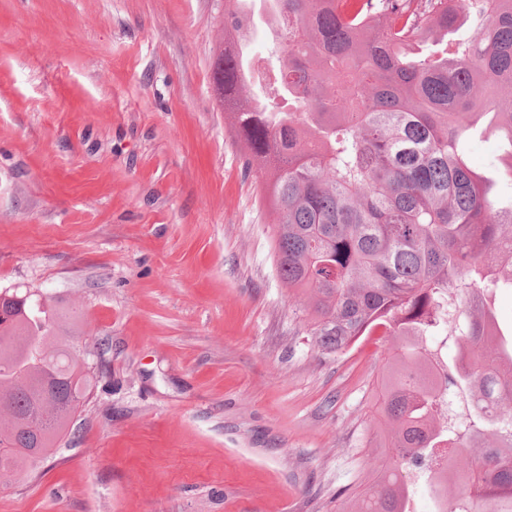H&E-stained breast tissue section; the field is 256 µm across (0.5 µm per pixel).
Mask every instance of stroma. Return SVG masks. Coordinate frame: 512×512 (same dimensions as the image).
<instances>
[{"label":"stroma","instance_id":"35a3bbf8","mask_svg":"<svg viewBox=\"0 0 512 512\" xmlns=\"http://www.w3.org/2000/svg\"><path fill=\"white\" fill-rule=\"evenodd\" d=\"M224 0H0V289L78 310L95 384L0 512H341L391 339L311 341L214 89Z\"/></svg>","mask_w":512,"mask_h":512}]
</instances>
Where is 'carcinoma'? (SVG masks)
<instances>
[{
    "instance_id": "obj_1",
    "label": "carcinoma",
    "mask_w": 512,
    "mask_h": 512,
    "mask_svg": "<svg viewBox=\"0 0 512 512\" xmlns=\"http://www.w3.org/2000/svg\"><path fill=\"white\" fill-rule=\"evenodd\" d=\"M227 2L224 112L265 171L279 276L321 351L394 340L385 460L350 512H410L413 477L434 512H512V336L492 303L512 288V201L466 150L477 125L494 129L512 181V0H261L278 71L258 112L237 67L245 0ZM471 13L455 48L416 52ZM71 319L48 297L0 312L1 486L32 477L90 394ZM436 448L448 461L433 471Z\"/></svg>"
}]
</instances>
